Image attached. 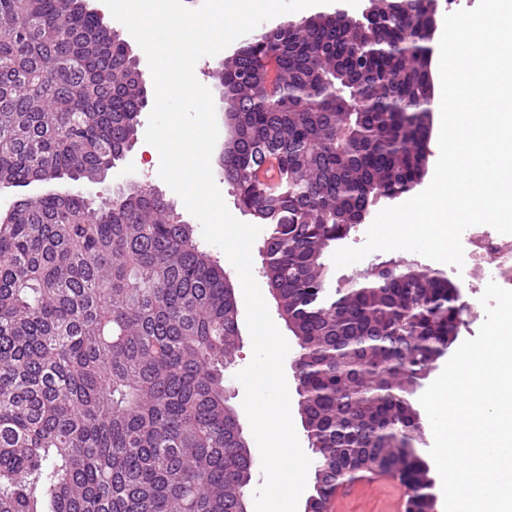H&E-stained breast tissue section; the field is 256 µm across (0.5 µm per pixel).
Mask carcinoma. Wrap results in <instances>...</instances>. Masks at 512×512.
Listing matches in <instances>:
<instances>
[{"label":"carcinoma","mask_w":512,"mask_h":512,"mask_svg":"<svg viewBox=\"0 0 512 512\" xmlns=\"http://www.w3.org/2000/svg\"><path fill=\"white\" fill-rule=\"evenodd\" d=\"M365 11L261 28L222 61L224 180L270 227L264 273L316 455L306 506L378 468L413 487L407 512H434L411 397L466 307L405 260L327 278L330 250L408 196L428 153V4ZM115 31L83 0H0V185L69 182L0 222V512H243L254 460L224 387L239 349L224 268L148 187L86 191L149 104Z\"/></svg>","instance_id":"carcinoma-1"}]
</instances>
